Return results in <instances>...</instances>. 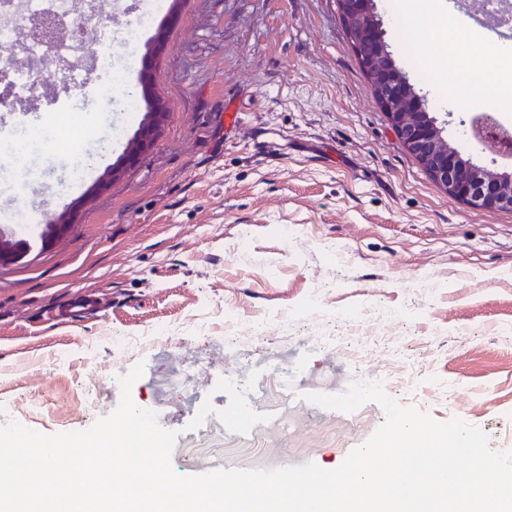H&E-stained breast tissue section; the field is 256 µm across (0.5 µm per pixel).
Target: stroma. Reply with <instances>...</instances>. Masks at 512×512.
I'll return each instance as SVG.
<instances>
[{
	"instance_id": "35a3bbf8",
	"label": "stroma",
	"mask_w": 512,
	"mask_h": 512,
	"mask_svg": "<svg viewBox=\"0 0 512 512\" xmlns=\"http://www.w3.org/2000/svg\"><path fill=\"white\" fill-rule=\"evenodd\" d=\"M384 39L444 136L464 158L507 164L467 134L471 109L437 96L428 70L452 51L429 21L398 29L376 0ZM166 9L116 0L111 17H74L85 40L123 51L128 17ZM52 85L67 123L59 143L30 156L35 183L75 208L64 235L48 215L34 238L0 225L16 254L0 268V405L28 428L83 431L110 415L136 364L135 404L178 431L180 475L231 464L338 467L384 422L374 402L346 414L306 401L336 394L375 369L416 368L419 396L401 405L479 427L512 450V210L477 209L446 193L405 149L377 103L335 0H185L155 63L171 120L153 150L119 182L90 187L122 155L142 116L98 94L104 69ZM101 302L85 318L50 321L74 294ZM401 311L391 321L385 314ZM282 318L284 332L250 338L251 322ZM239 324L235 341L224 323ZM172 330L174 341L114 354L116 336ZM332 336L323 349L318 337ZM255 377L246 435L217 418L226 374ZM93 396L96 408L86 412ZM214 412L188 423L204 403ZM44 404L43 413L30 411Z\"/></svg>"
}]
</instances>
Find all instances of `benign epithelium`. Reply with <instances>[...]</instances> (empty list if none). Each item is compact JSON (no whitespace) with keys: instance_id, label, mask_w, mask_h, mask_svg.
<instances>
[{"instance_id":"obj_1","label":"benign epithelium","mask_w":512,"mask_h":512,"mask_svg":"<svg viewBox=\"0 0 512 512\" xmlns=\"http://www.w3.org/2000/svg\"><path fill=\"white\" fill-rule=\"evenodd\" d=\"M339 20L354 45L357 59L368 72L377 100L387 110L403 146L448 195L482 209H512V170L499 171L465 159L442 134L426 101L401 71L384 40L375 0H337ZM152 112L127 142L121 161L108 168L96 186L100 192L135 169L155 146L171 112L154 98ZM470 136L492 153L512 159V131L486 112L469 122Z\"/></svg>"}]
</instances>
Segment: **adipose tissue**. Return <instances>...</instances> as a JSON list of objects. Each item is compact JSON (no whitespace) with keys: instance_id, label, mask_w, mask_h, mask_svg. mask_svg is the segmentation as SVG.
<instances>
[{"instance_id":"ef3b65f1","label":"adipose tissue","mask_w":512,"mask_h":512,"mask_svg":"<svg viewBox=\"0 0 512 512\" xmlns=\"http://www.w3.org/2000/svg\"><path fill=\"white\" fill-rule=\"evenodd\" d=\"M389 7L397 27L408 28L418 12H428L432 18L431 29L444 32L448 11L444 0H390ZM503 55L502 50L485 46L480 51H466L465 55L451 53L448 67L452 78L434 72L430 80L440 96L450 98L456 105L471 107L477 101L499 98L504 94L497 81L494 66Z\"/></svg>"}]
</instances>
